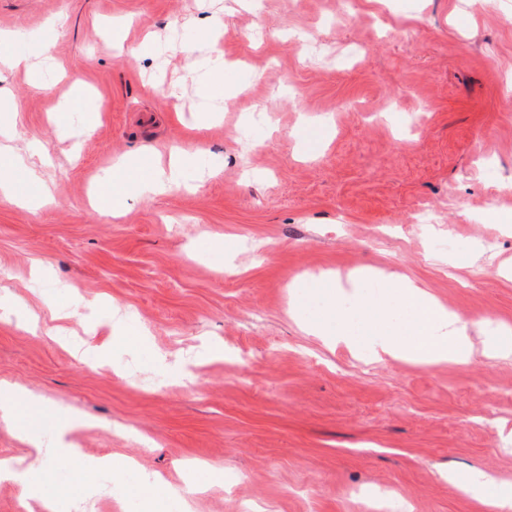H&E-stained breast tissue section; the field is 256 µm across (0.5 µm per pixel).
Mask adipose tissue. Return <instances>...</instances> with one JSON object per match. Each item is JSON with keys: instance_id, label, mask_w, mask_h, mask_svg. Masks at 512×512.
Listing matches in <instances>:
<instances>
[{"instance_id": "1", "label": "adipose tissue", "mask_w": 512, "mask_h": 512, "mask_svg": "<svg viewBox=\"0 0 512 512\" xmlns=\"http://www.w3.org/2000/svg\"><path fill=\"white\" fill-rule=\"evenodd\" d=\"M201 73L207 76L208 94L215 99L223 97L224 57L219 53L188 60L182 81L168 84V95L178 96L183 81L196 80ZM190 164V156L179 151L172 153L164 167H151L133 158L118 161L100 179L99 191L92 203L102 211L119 212L128 183H135L143 195L162 193L182 183ZM377 277L383 285V293L379 300L373 301L354 287V273L321 275V282L327 283L328 288L321 297L322 314L310 323V332L335 344L358 346L359 339L353 336L348 318L338 315L341 305L348 302L354 307L371 343V356L375 361L406 360L426 366L471 362L474 349L467 321L402 274L381 270ZM24 397V392L18 388L0 383V420L16 424L22 441L36 450L32 462L26 464L14 458H1L0 479L18 482L26 495L50 504L58 496V488L50 478L53 467L76 464L86 483L99 471H121L122 461L109 456L83 459L80 448L69 441L72 430L89 424L88 418L78 414L67 415L59 422L55 446L45 450L42 440L31 436L26 427L19 424L18 407ZM445 479L459 492L488 501L497 512H512V485L491 474L475 471L462 481L449 473Z\"/></svg>"}]
</instances>
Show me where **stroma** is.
<instances>
[{
	"instance_id": "1",
	"label": "stroma",
	"mask_w": 512,
	"mask_h": 512,
	"mask_svg": "<svg viewBox=\"0 0 512 512\" xmlns=\"http://www.w3.org/2000/svg\"><path fill=\"white\" fill-rule=\"evenodd\" d=\"M215 16L210 45L198 28ZM119 19L127 49L151 35L141 55L119 51ZM10 32L0 58L26 45L56 68L0 72V171L54 202L0 196V381L29 393L21 421L45 447L68 408L95 423L76 435L84 457L131 461L97 512H144L152 477L178 491L162 512H387L386 493L413 512H488L442 475L512 481V358L372 363L302 323L320 315L313 275L384 269L471 322L474 344L482 321L512 328V276L496 272L512 266V0H0ZM168 48L171 78L223 53L220 120L198 123L197 85L155 86ZM78 84L101 108L90 134ZM175 149L207 170L196 189L129 192L117 218L91 206L119 159ZM426 202L434 223H412ZM63 297L71 343L107 335L116 304L143 342L79 361L55 338ZM212 344L234 358L182 378L175 358Z\"/></svg>"
}]
</instances>
